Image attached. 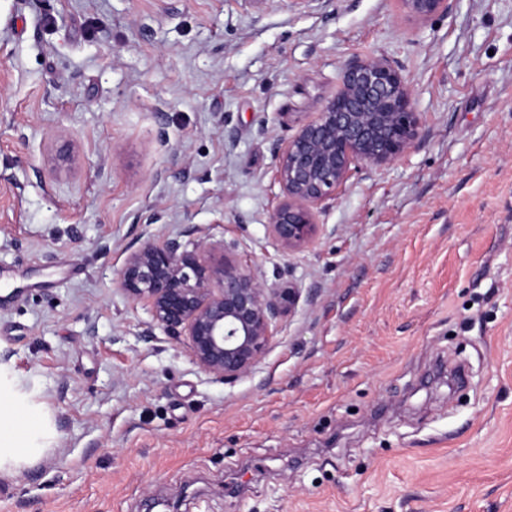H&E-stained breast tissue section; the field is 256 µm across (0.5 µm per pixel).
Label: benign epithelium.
I'll use <instances>...</instances> for the list:
<instances>
[{"mask_svg": "<svg viewBox=\"0 0 512 512\" xmlns=\"http://www.w3.org/2000/svg\"><path fill=\"white\" fill-rule=\"evenodd\" d=\"M415 22L448 14V0H396ZM412 87L385 57L348 62L336 94L315 120L276 146L278 204L267 229L285 253L307 247L317 217L361 165L384 167L405 158L420 135L421 115ZM119 286L142 303L154 325L185 338L194 363L233 384L265 355L278 321L292 312L301 289L269 285L233 249L200 242L185 249L177 240L131 251Z\"/></svg>", "mask_w": 512, "mask_h": 512, "instance_id": "obj_1", "label": "benign epithelium"}]
</instances>
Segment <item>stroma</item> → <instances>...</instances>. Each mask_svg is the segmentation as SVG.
<instances>
[{"instance_id": "35a3bbf8", "label": "stroma", "mask_w": 512, "mask_h": 512, "mask_svg": "<svg viewBox=\"0 0 512 512\" xmlns=\"http://www.w3.org/2000/svg\"><path fill=\"white\" fill-rule=\"evenodd\" d=\"M357 56L420 136L285 254L276 144ZM172 239L302 290L234 384L116 284ZM0 389V512H512V0H0ZM400 12L415 22H426L448 13V0H396ZM10 403L0 395V468L5 461H23L32 448L18 443L15 438L14 427L5 419V412Z\"/></svg>"}]
</instances>
